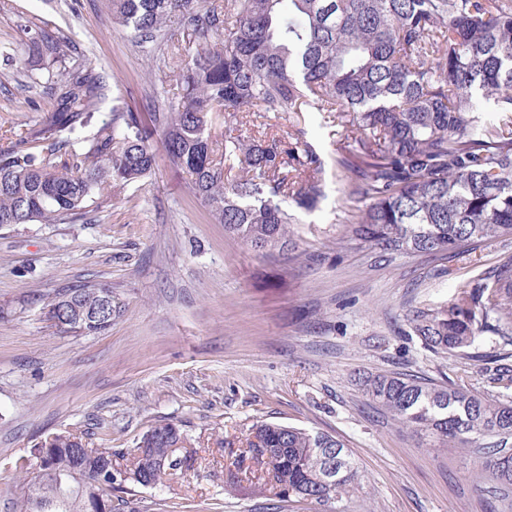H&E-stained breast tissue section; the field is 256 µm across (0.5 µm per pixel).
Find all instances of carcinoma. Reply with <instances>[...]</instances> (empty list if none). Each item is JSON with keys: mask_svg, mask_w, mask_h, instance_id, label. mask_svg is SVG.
<instances>
[{"mask_svg": "<svg viewBox=\"0 0 512 512\" xmlns=\"http://www.w3.org/2000/svg\"><path fill=\"white\" fill-rule=\"evenodd\" d=\"M112 23L138 44L179 53L176 87L156 92L154 114L171 161L224 230L257 250L288 246L296 217L324 197L316 152L283 135L224 140V162L243 170L224 179L214 159L211 112H331L354 143L343 239L383 254L442 255L512 237V0H103ZM0 56L28 71L54 104L38 137L0 150V225L61 224L106 204L112 187L140 183L156 164L151 131L129 109L113 115L87 145L56 133L85 126L105 85L90 62L72 60L68 42L42 28ZM47 145H39V141ZM69 311L65 329L97 334L112 327L98 285L55 296ZM413 332L437 353L456 358L455 378L440 383L405 372L363 381L368 396L435 448H481L478 464L512 488V400L468 385L467 352L485 333L512 334V266L489 282L459 286L448 303L410 314ZM229 463L236 478L248 459L273 468L256 478L286 484L299 500L325 504L354 487L358 470L335 437L262 422ZM130 452L129 475L153 487L190 466L170 453L187 437L158 421ZM39 476L21 487L14 512H89L100 497L108 512L115 482L112 449L85 450L82 438L45 440ZM170 459L164 467L157 459Z\"/></svg>", "mask_w": 512, "mask_h": 512, "instance_id": "carcinoma-1", "label": "carcinoma"}]
</instances>
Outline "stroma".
<instances>
[{"label": "stroma", "mask_w": 512, "mask_h": 512, "mask_svg": "<svg viewBox=\"0 0 512 512\" xmlns=\"http://www.w3.org/2000/svg\"><path fill=\"white\" fill-rule=\"evenodd\" d=\"M29 21L69 41L108 86L91 122L62 138L83 147L129 109L150 121L155 90L176 68L135 46L102 0H5L0 46L24 40ZM27 82L0 60V147L36 135L52 109ZM270 131L307 143L324 164L326 197L290 225L292 249L258 251L226 233L157 136L152 177L113 188L110 206L64 224L0 226V512H13L31 479L33 448L67 431L113 450L122 512H512L495 481L475 482L473 454L431 447L358 382L405 370L447 381L450 359L427 348L406 315L511 260L512 240L482 244L449 275L431 257L351 248L341 241L347 173L336 167L350 139L309 107L278 113ZM98 283L112 287L106 333L73 334L49 318L57 293ZM471 351L469 386L489 391L487 369L512 354V335L483 334ZM159 420L181 426L195 461L146 488L126 478L124 454ZM260 421L336 437L357 487L317 505L248 474L227 482L225 466Z\"/></svg>", "instance_id": "obj_1"}]
</instances>
